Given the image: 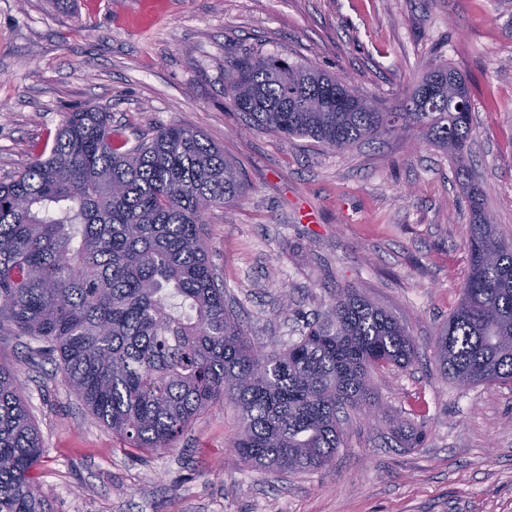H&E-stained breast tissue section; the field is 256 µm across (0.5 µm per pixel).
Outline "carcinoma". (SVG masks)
Here are the masks:
<instances>
[{
    "label": "carcinoma",
    "instance_id": "cac0c4a2",
    "mask_svg": "<svg viewBox=\"0 0 512 512\" xmlns=\"http://www.w3.org/2000/svg\"><path fill=\"white\" fill-rule=\"evenodd\" d=\"M348 78L275 55L235 60L224 94L267 131L344 152L412 134L448 154L456 176L473 138L470 91L446 64L398 106L347 97ZM244 184L198 131L169 125L127 147L109 115L67 114L41 152L0 182V324L57 356L90 416L136 448L167 450L199 416L238 407L235 460L293 477L332 464L339 414L377 406L373 373L408 367L412 337L354 288L278 352L254 346L224 304L200 215ZM461 300L436 332L440 374L467 388L512 381V237L470 186ZM399 445L424 433L397 426ZM43 454L18 376L0 366V512H50L32 471Z\"/></svg>",
    "mask_w": 512,
    "mask_h": 512
}]
</instances>
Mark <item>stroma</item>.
<instances>
[{"label": "stroma", "mask_w": 512, "mask_h": 512, "mask_svg": "<svg viewBox=\"0 0 512 512\" xmlns=\"http://www.w3.org/2000/svg\"><path fill=\"white\" fill-rule=\"evenodd\" d=\"M254 52L345 74L388 106L448 64L471 89L472 178L512 235V0H0V181L87 103L132 145L173 124L200 131L245 184L238 203L206 211L203 232L256 345L286 348L355 288L418 348L411 367L374 374L380 408L343 422L334 463L288 478L233 460L231 404L171 449L131 447L88 414L53 355L30 357L2 327L0 365L40 429L34 473L53 512H512V383L461 388L433 358L468 272L455 163L410 137L337 153L274 136L224 96L226 70ZM397 425L424 443L399 448Z\"/></svg>", "instance_id": "35a3bbf8"}]
</instances>
